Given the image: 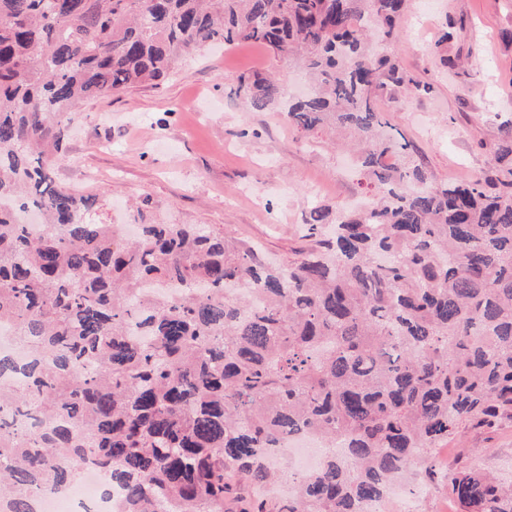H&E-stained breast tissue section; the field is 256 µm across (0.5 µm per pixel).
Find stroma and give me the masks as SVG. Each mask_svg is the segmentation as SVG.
Returning a JSON list of instances; mask_svg holds the SVG:
<instances>
[{
    "mask_svg": "<svg viewBox=\"0 0 512 512\" xmlns=\"http://www.w3.org/2000/svg\"><path fill=\"white\" fill-rule=\"evenodd\" d=\"M450 20L460 24L446 50L453 73L435 53ZM387 50L432 86L383 93L378 106L393 133L413 145L435 182L479 176L501 123L512 120V0H411ZM251 72L289 90L303 77L265 48L213 47L159 87L86 101L56 179L96 196V224L128 221L127 201L147 196L161 221L207 224L275 261L297 258L314 245L305 224L311 204H360L366 191L329 135L301 137L280 111L250 108L237 78ZM472 461L512 482L511 417L449 442L440 468Z\"/></svg>",
    "mask_w": 512,
    "mask_h": 512,
    "instance_id": "35a3bbf8",
    "label": "stroma"
}]
</instances>
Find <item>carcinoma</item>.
Masks as SVG:
<instances>
[{
    "label": "carcinoma",
    "instance_id": "cac0c4a2",
    "mask_svg": "<svg viewBox=\"0 0 512 512\" xmlns=\"http://www.w3.org/2000/svg\"><path fill=\"white\" fill-rule=\"evenodd\" d=\"M406 2L0 0V321L35 354L0 358V512H31L86 461L126 512H365L512 415V123L480 177L446 183L388 131L380 93L430 90L380 50ZM215 42L309 74L296 100L240 76L252 109L356 137L372 202L284 264L156 220L148 197L128 240L53 175L81 102L158 86ZM291 431L331 445L297 476L270 461ZM282 478L296 492L265 495ZM448 493L512 512V485L474 465Z\"/></svg>",
    "mask_w": 512,
    "mask_h": 512
}]
</instances>
